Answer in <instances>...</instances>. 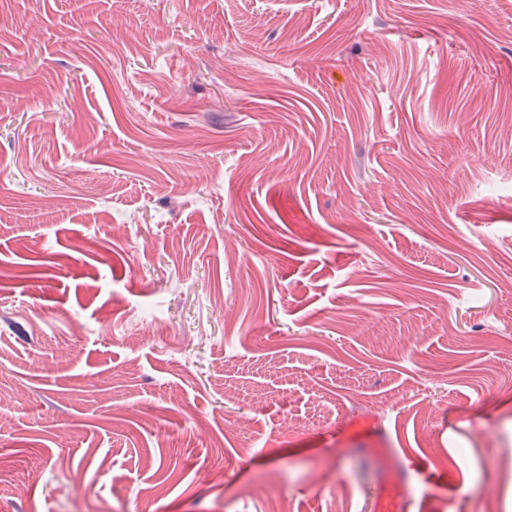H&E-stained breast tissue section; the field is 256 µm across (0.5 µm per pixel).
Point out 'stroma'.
Returning <instances> with one entry per match:
<instances>
[{
    "label": "stroma",
    "instance_id": "obj_1",
    "mask_svg": "<svg viewBox=\"0 0 512 512\" xmlns=\"http://www.w3.org/2000/svg\"><path fill=\"white\" fill-rule=\"evenodd\" d=\"M0 17V512H512V0Z\"/></svg>",
    "mask_w": 512,
    "mask_h": 512
}]
</instances>
